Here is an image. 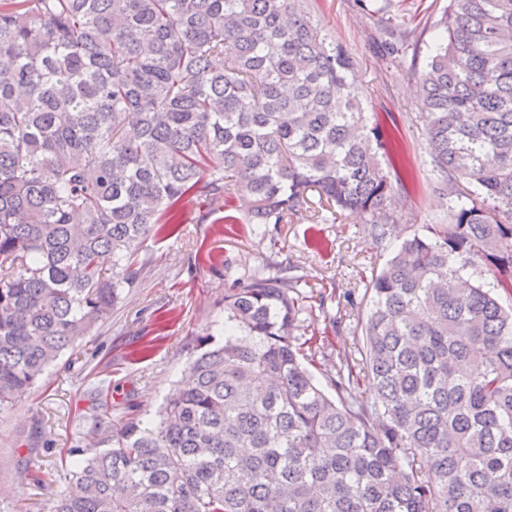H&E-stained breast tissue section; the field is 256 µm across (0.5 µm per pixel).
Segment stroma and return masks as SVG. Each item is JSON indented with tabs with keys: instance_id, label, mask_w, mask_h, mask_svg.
I'll return each instance as SVG.
<instances>
[{
	"instance_id": "obj_1",
	"label": "stroma",
	"mask_w": 512,
	"mask_h": 512,
	"mask_svg": "<svg viewBox=\"0 0 512 512\" xmlns=\"http://www.w3.org/2000/svg\"><path fill=\"white\" fill-rule=\"evenodd\" d=\"M448 0H311L313 21L330 42L350 53L355 86L370 112L393 113L403 158L414 183L402 193L388 244L376 247L364 218L336 223L256 226L246 223L243 197L207 212L197 202L183 211V232L149 239L140 249L148 266L136 287L73 349L64 351L37 385L0 411V512H45L67 486L72 448L93 449L94 427L110 428L129 410L155 416L185 383L201 339L224 342L221 301L248 269L289 263L307 296L304 334L332 359L357 354L353 328L366 310L364 288L394 248L412 234L447 221L444 201L418 120L415 92L443 28ZM409 32L405 55H383L392 31Z\"/></svg>"
}]
</instances>
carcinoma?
<instances>
[{
  "instance_id": "carcinoma-1",
  "label": "carcinoma",
  "mask_w": 512,
  "mask_h": 512,
  "mask_svg": "<svg viewBox=\"0 0 512 512\" xmlns=\"http://www.w3.org/2000/svg\"><path fill=\"white\" fill-rule=\"evenodd\" d=\"M418 77L448 224L366 284L361 359L316 362L268 263L154 420L75 457L47 512H512V0H448ZM307 0L0 5V410L89 335L182 210L367 216L408 175ZM328 380L320 385L311 368Z\"/></svg>"
}]
</instances>
